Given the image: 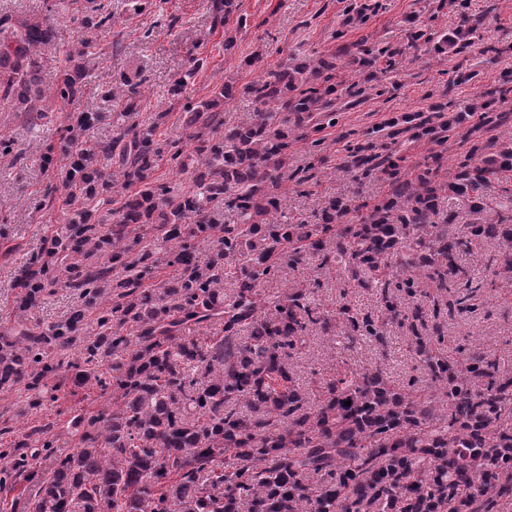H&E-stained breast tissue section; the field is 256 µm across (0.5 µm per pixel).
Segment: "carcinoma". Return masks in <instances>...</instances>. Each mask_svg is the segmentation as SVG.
Here are the masks:
<instances>
[{"instance_id":"carcinoma-1","label":"carcinoma","mask_w":512,"mask_h":512,"mask_svg":"<svg viewBox=\"0 0 512 512\" xmlns=\"http://www.w3.org/2000/svg\"><path fill=\"white\" fill-rule=\"evenodd\" d=\"M460 18L452 34L411 28L407 47L373 48L363 39L339 54L296 59L238 87L225 82L185 108L188 151L156 138L166 112L139 121L140 75L120 74L103 97L121 110L78 112L62 126L60 148L50 143L42 167L66 160L58 184H48L41 205L62 199L65 224L46 237L19 271L18 307L38 308L53 288H69L78 301L68 317L45 328L21 325L0 336V390L22 385L38 395L48 381L72 368L110 401L76 420L78 448L55 450L54 425L31 428L11 448V469H0V489L20 481L38 490L29 512H505L512 505V368L476 339L444 346L445 317L476 311L490 286L512 287V143L483 136L506 119L498 105L512 98V77L479 91L468 112L445 115L449 104L391 123V142L372 133L347 143L338 170L358 181L380 175L386 195L373 203L349 196L326 201L318 221L288 216L279 189L316 178L315 165L290 170L294 144L333 121L336 102L355 106L366 83L403 62L418 42L437 55L465 54L481 39L483 16L468 0H440ZM376 3H350L346 12L365 22ZM238 0H210L213 26L224 27ZM90 7L79 24L109 23ZM56 38L45 16L14 28L0 17V99L34 112L46 97L73 107L87 72L75 63L80 43L49 86H42L37 50ZM385 67L378 68L380 59ZM207 64L190 57L169 88L186 98L191 80ZM369 70L365 82L338 70ZM244 96L254 104L249 121L224 124V103ZM468 145L441 177L450 137ZM112 118V137L89 132ZM429 139L423 161L409 167L394 147L397 136ZM190 173L193 188H171L156 176L161 165ZM119 179H112V169ZM503 185L492 208L486 191ZM122 195L116 219L97 218L99 206ZM465 199L487 213L462 233L441 198ZM237 223H224V211ZM470 257L490 279L460 262ZM334 260L346 278L374 288L380 308L363 313L350 304L326 312L312 289L296 283L273 300L260 284L308 258ZM172 273L158 288L145 285L159 264ZM398 324L408 351L430 381L423 395L411 377L390 379L378 364L334 369L317 395L299 381L294 355L320 328L387 347ZM214 330L202 339L194 329ZM250 335L241 338L240 332ZM78 348V358L64 352ZM351 405H345V402ZM41 449L28 454V438ZM53 467L44 481L32 461Z\"/></svg>"}]
</instances>
